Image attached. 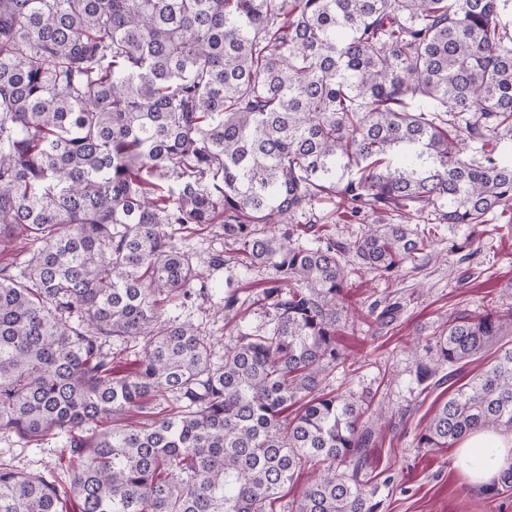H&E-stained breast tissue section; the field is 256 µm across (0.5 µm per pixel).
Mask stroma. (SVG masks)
<instances>
[{
    "instance_id": "1",
    "label": "stroma",
    "mask_w": 512,
    "mask_h": 512,
    "mask_svg": "<svg viewBox=\"0 0 512 512\" xmlns=\"http://www.w3.org/2000/svg\"><path fill=\"white\" fill-rule=\"evenodd\" d=\"M491 221L496 232L483 237L470 262L460 264L449 255L448 241L456 233L442 224L438 255L421 270L400 276L391 285L367 274L356 275L347 291L345 304L357 320L366 318L371 304L389 293L401 299L392 325L355 333L342 330L344 360L325 381L327 391L382 404L388 413V424L376 433L364 460L380 486L382 512H512V487H500L498 495L487 496L457 466L455 449L421 448L416 440L432 409L458 385L486 370L490 360L489 354L478 355L443 375L432 392H420L416 367L435 358L424 348L426 338L445 314L460 310L480 314L491 302L512 306V207L498 208ZM173 235L180 248L194 255L211 286L210 298L174 308L173 313L212 339L216 350H223L233 340L217 313L226 282L248 287L273 277L274 271L240 266L212 270L209 258L223 250V237L215 233L188 237L178 229ZM67 457L62 439L25 446L13 433L0 430V460L19 471L62 477Z\"/></svg>"
}]
</instances>
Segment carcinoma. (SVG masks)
Instances as JSON below:
<instances>
[{"mask_svg":"<svg viewBox=\"0 0 512 512\" xmlns=\"http://www.w3.org/2000/svg\"><path fill=\"white\" fill-rule=\"evenodd\" d=\"M512 0H0V430L62 435L69 481L0 461V512H379L361 457L372 403L321 392L343 358L350 266L393 283L440 224L512 204ZM478 157L465 158L466 143ZM363 224L352 241L315 213ZM418 221L410 227V220ZM282 224L280 233L266 229ZM216 227L210 266H268L224 291L220 354L161 301L209 294L165 226ZM399 304L370 313L388 326ZM512 309L451 315L438 368L481 354ZM145 340L124 377L114 340ZM512 432V349L417 435L449 448Z\"/></svg>","mask_w":512,"mask_h":512,"instance_id":"obj_1","label":"carcinoma"}]
</instances>
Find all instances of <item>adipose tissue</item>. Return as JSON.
<instances>
[{
  "mask_svg": "<svg viewBox=\"0 0 512 512\" xmlns=\"http://www.w3.org/2000/svg\"><path fill=\"white\" fill-rule=\"evenodd\" d=\"M456 460L473 484H489L512 465V437L492 430L477 432L458 448Z\"/></svg>",
  "mask_w": 512,
  "mask_h": 512,
  "instance_id": "obj_1",
  "label": "adipose tissue"
}]
</instances>
